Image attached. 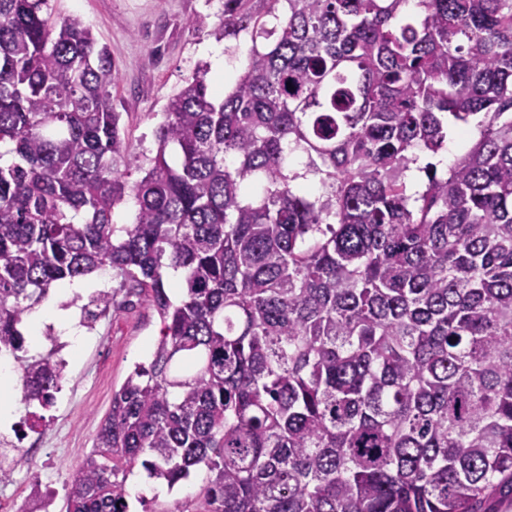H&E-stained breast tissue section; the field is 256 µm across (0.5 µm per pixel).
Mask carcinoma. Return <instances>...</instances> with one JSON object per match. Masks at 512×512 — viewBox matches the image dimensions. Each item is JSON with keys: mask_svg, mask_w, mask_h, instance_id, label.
I'll return each instance as SVG.
<instances>
[{"mask_svg": "<svg viewBox=\"0 0 512 512\" xmlns=\"http://www.w3.org/2000/svg\"><path fill=\"white\" fill-rule=\"evenodd\" d=\"M414 2L224 0L212 35L249 36L246 69L219 99L207 69L187 78L145 167L107 47L48 0H0V144L17 157L0 164V353L23 403L62 387L20 331L54 286L111 269L163 323L67 512H127L138 463L170 489L207 470L176 512L512 497V0ZM478 115L473 149L409 192L416 152ZM111 305L101 290L83 311Z\"/></svg>", "mask_w": 512, "mask_h": 512, "instance_id": "cac0c4a2", "label": "carcinoma"}]
</instances>
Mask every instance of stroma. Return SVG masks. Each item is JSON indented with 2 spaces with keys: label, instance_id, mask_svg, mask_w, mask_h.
<instances>
[{
  "label": "stroma",
  "instance_id": "35a3bbf8",
  "mask_svg": "<svg viewBox=\"0 0 512 512\" xmlns=\"http://www.w3.org/2000/svg\"><path fill=\"white\" fill-rule=\"evenodd\" d=\"M59 16L77 15L107 46L118 81L112 108L133 152L154 156L164 107L198 65L222 18L223 0H49ZM115 295L79 351L69 353L63 391L36 436L42 451L26 457L7 483L12 512H27L33 486L52 493L54 512H66L64 483L89 453L113 394L135 364L149 359L160 338L157 312L109 278Z\"/></svg>",
  "mask_w": 512,
  "mask_h": 512
}]
</instances>
